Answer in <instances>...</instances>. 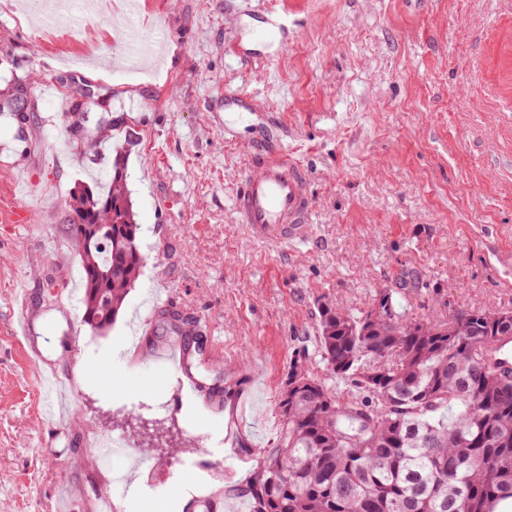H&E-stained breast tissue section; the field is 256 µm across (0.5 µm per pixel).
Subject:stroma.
Here are the masks:
<instances>
[{
	"instance_id": "35a3bbf8",
	"label": "stroma",
	"mask_w": 512,
	"mask_h": 512,
	"mask_svg": "<svg viewBox=\"0 0 512 512\" xmlns=\"http://www.w3.org/2000/svg\"><path fill=\"white\" fill-rule=\"evenodd\" d=\"M39 2L0 0V98L28 101L25 140L0 118V512H52L63 483L74 512H92L96 437H134L163 467L116 512H168L174 486L202 496L246 476L222 445L228 417L187 395L181 372L127 356L156 291L223 339L225 369L258 374V420L241 434L254 448L276 441L263 420L278 415L291 359L330 376L322 305L357 313L392 289L421 321L512 309V0H140L141 26L168 35L146 76L114 63L121 0L40 25ZM243 27L269 31L268 59L229 56ZM228 89L253 97L305 167L306 243L270 252L236 222L247 144L267 131H225ZM122 98L135 108L119 111ZM51 112L64 121L44 124ZM100 141L125 156L145 267L112 327L72 341L66 317L82 306L67 202L75 185L106 187L111 160L87 164ZM22 161L38 203L13 190ZM26 206L27 223H12ZM20 283L37 314L26 337ZM46 366L72 382L64 426L45 412Z\"/></svg>"
}]
</instances>
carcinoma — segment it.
<instances>
[{
  "label": "carcinoma",
  "instance_id": "1",
  "mask_svg": "<svg viewBox=\"0 0 512 512\" xmlns=\"http://www.w3.org/2000/svg\"><path fill=\"white\" fill-rule=\"evenodd\" d=\"M68 208L82 321L103 332L143 265L120 158L108 192L75 190ZM375 306L384 317L373 324L322 308L317 343L336 385L294 360L276 445L222 495L250 512H492L512 498V320L487 307L419 322L391 291Z\"/></svg>",
  "mask_w": 512,
  "mask_h": 512
}]
</instances>
